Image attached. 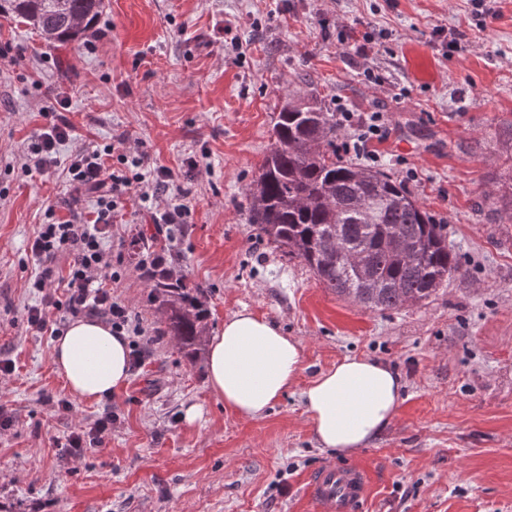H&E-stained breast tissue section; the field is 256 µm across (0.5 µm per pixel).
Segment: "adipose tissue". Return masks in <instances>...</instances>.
Returning a JSON list of instances; mask_svg holds the SVG:
<instances>
[{"instance_id": "1", "label": "adipose tissue", "mask_w": 512, "mask_h": 512, "mask_svg": "<svg viewBox=\"0 0 512 512\" xmlns=\"http://www.w3.org/2000/svg\"><path fill=\"white\" fill-rule=\"evenodd\" d=\"M53 362L68 391L85 401L110 396L130 375L128 340L98 319L72 321L53 345ZM300 343L247 311L210 336L206 382L225 408L244 420L264 414L296 384ZM402 392L388 365L348 356L312 378L302 392L321 447L352 453L395 419Z\"/></svg>"}]
</instances>
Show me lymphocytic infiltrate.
Here are the masks:
<instances>
[{
	"instance_id": "f902f5d3",
	"label": "lymphocytic infiltrate",
	"mask_w": 512,
	"mask_h": 512,
	"mask_svg": "<svg viewBox=\"0 0 512 512\" xmlns=\"http://www.w3.org/2000/svg\"><path fill=\"white\" fill-rule=\"evenodd\" d=\"M43 117L45 124L27 151L26 169L30 172L41 173L55 166L59 145L72 135V125L65 116L48 109ZM112 156L117 157V164H109ZM67 172L71 186L67 219L41 225L29 243L38 272L28 286L39 294L40 302L28 308L27 323L35 332L47 331V311L53 308L74 319L106 320L117 336L143 335V328L132 322L128 307L103 284L104 279L121 276L104 259L109 228L123 216L133 195L152 223L160 227L179 223L184 215L182 207L162 212L152 207L156 190L168 185L172 173L166 167L149 165L144 154L116 155L111 147L95 145L72 155ZM86 196L95 200L90 216L81 207ZM113 422L112 411L107 408L91 427L72 431L66 438L67 455L81 456L100 447L111 434Z\"/></svg>"
}]
</instances>
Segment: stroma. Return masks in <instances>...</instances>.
Wrapping results in <instances>:
<instances>
[{
    "label": "stroma",
    "mask_w": 512,
    "mask_h": 512,
    "mask_svg": "<svg viewBox=\"0 0 512 512\" xmlns=\"http://www.w3.org/2000/svg\"><path fill=\"white\" fill-rule=\"evenodd\" d=\"M0 44V361L14 365L0 373V512H315L304 487L326 464L370 468L365 512H512V223L491 202L512 191V0H104L78 44L6 19ZM289 99L382 114L374 166L445 224L461 276L372 310L259 234L246 188ZM51 106L73 136L57 165L24 175ZM120 138L172 169L158 203L188 221L170 240L113 225L112 294L146 329L145 354L110 397L63 411L54 338L27 323L28 244L47 209L68 214L71 155ZM152 251L205 288L208 333L246 309L300 341V377L266 413L235 416L204 359H186L141 266ZM347 356L382 361L403 386L394 421L350 454L319 446L301 398ZM106 407L102 446L66 458L67 435Z\"/></svg>",
    "instance_id": "35a3bbf8"
}]
</instances>
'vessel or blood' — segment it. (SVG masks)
I'll use <instances>...</instances> for the list:
<instances>
[{
  "label": "vessel or blood",
  "mask_w": 512,
  "mask_h": 512,
  "mask_svg": "<svg viewBox=\"0 0 512 512\" xmlns=\"http://www.w3.org/2000/svg\"><path fill=\"white\" fill-rule=\"evenodd\" d=\"M318 512H364L370 492L367 467L333 464L323 467L305 487Z\"/></svg>",
  "instance_id": "b4317fda"
}]
</instances>
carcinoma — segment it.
<instances>
[{
	"label": "carcinoma",
	"instance_id": "obj_1",
	"mask_svg": "<svg viewBox=\"0 0 512 512\" xmlns=\"http://www.w3.org/2000/svg\"><path fill=\"white\" fill-rule=\"evenodd\" d=\"M104 0H0V16L18 18L54 44L80 42ZM336 113L318 102L282 107L261 173L247 188L252 223L261 235L304 261L325 287L365 307L388 310L428 299L462 274L444 226L384 171L336 155ZM399 238L411 259L388 247ZM354 252L357 270L341 258ZM157 312L190 362L201 353L209 318L206 291L166 273L151 276Z\"/></svg>",
	"mask_w": 512,
	"mask_h": 512
}]
</instances>
